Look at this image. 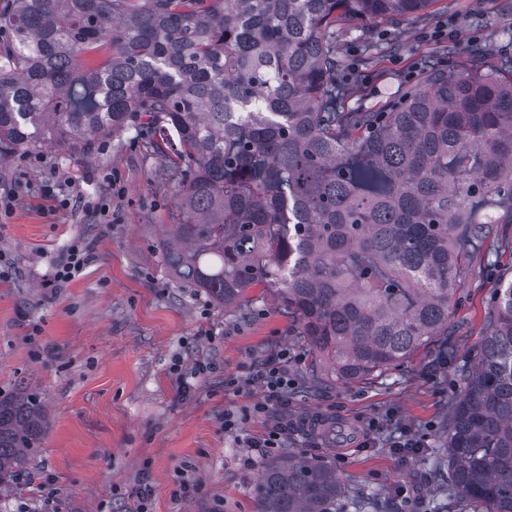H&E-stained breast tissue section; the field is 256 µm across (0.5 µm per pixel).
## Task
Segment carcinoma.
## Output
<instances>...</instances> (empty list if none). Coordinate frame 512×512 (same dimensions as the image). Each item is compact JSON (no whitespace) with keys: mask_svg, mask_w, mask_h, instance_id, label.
I'll use <instances>...</instances> for the list:
<instances>
[{"mask_svg":"<svg viewBox=\"0 0 512 512\" xmlns=\"http://www.w3.org/2000/svg\"><path fill=\"white\" fill-rule=\"evenodd\" d=\"M434 0H5L0 161L83 148L142 118L180 197L163 262L222 305L260 288L308 346L309 387L405 371L448 335L470 253L512 224V63L476 46L373 112L337 106L336 20L372 44ZM475 369L460 373L444 452L448 504L512 512V279ZM41 398L0 395V489L28 474ZM255 512H355L331 466L285 448Z\"/></svg>","mask_w":512,"mask_h":512,"instance_id":"obj_1","label":"carcinoma"}]
</instances>
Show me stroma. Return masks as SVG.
Segmentation results:
<instances>
[{"mask_svg": "<svg viewBox=\"0 0 512 512\" xmlns=\"http://www.w3.org/2000/svg\"><path fill=\"white\" fill-rule=\"evenodd\" d=\"M374 28L371 46L354 25L336 31L352 112L379 109L443 52L512 46V0H436ZM168 165L132 129L88 149L43 146L0 162V192L13 199L0 217V393L39 394L47 417L28 475L0 497V512H254L257 472L278 451L252 443L277 423L285 447L329 461L348 496L380 512H427L447 499L426 456L442 443L492 293L512 275V226L467 261L447 345H427L411 372L359 390L311 389L306 346L261 289L221 307L165 267L162 242L179 214ZM46 185L55 198L41 196ZM73 239L90 262L52 284ZM283 349L293 357L288 404L256 412L264 392L246 380ZM176 358L214 370L190 378L184 394ZM228 415L235 429H225ZM404 430L421 439V454L394 452ZM140 486L152 491L144 505L130 496Z\"/></svg>", "mask_w": 512, "mask_h": 512, "instance_id": "stroma-1", "label": "stroma"}]
</instances>
